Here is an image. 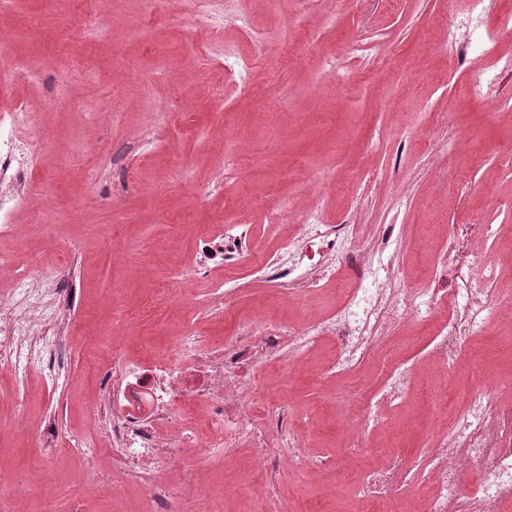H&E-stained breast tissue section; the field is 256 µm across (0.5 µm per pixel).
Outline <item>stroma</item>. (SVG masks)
<instances>
[{
	"instance_id": "obj_1",
	"label": "stroma",
	"mask_w": 512,
	"mask_h": 512,
	"mask_svg": "<svg viewBox=\"0 0 512 512\" xmlns=\"http://www.w3.org/2000/svg\"><path fill=\"white\" fill-rule=\"evenodd\" d=\"M468 0H224V31L199 30L190 0H16L0 15V49L32 64L0 89V113L24 104L45 144L32 191L0 237V257L32 265L43 296L64 281V362L0 366V479L16 512H149L136 473L113 465L110 385L157 364L192 332L224 351L247 316L297 323L332 315L336 282L305 297L258 274L297 223L274 212L317 209L326 224L394 226L401 275L447 289L438 258L456 230L477 272L512 296V22H492V52L444 40ZM107 28L97 31V18ZM497 73L471 97L475 68ZM239 224L235 262L199 245ZM436 321L396 333L388 352L411 360L412 388L395 445L416 462L463 406L455 369L434 362ZM480 369L512 383V310L470 342ZM338 347L322 339L292 363L268 362L252 395L277 399L305 447L261 472L239 445L170 449L158 477L179 512H251L288 497L296 512H346L360 475L342 449L354 436L352 396L377 391L386 355L366 372L329 374ZM338 463L336 479L307 470ZM196 465L193 483L183 468Z\"/></svg>"
}]
</instances>
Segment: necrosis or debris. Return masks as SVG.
Here are the masks:
<instances>
[{
	"label": "necrosis or debris",
	"instance_id": "necrosis-or-debris-1",
	"mask_svg": "<svg viewBox=\"0 0 512 512\" xmlns=\"http://www.w3.org/2000/svg\"><path fill=\"white\" fill-rule=\"evenodd\" d=\"M34 126L33 113L25 111L10 113L6 122H0L1 223L7 222L11 205L24 201L12 187L22 174L21 159L37 156L44 149L29 134ZM297 218L303 242H281L282 261L275 272L281 283L308 295L319 290L321 278L339 271L360 282L375 277V261L388 248L392 230H383L367 253L360 245V227L350 226L341 235L331 225L321 223L317 211L298 212ZM10 273L30 313L24 317L0 316V364L4 366L16 364L27 336L41 319L34 271L14 267ZM494 281L490 274L462 271L451 294L439 295L404 283L389 299L384 298L382 289L369 288L353 293L336 315L300 325L244 318L237 336L225 340L224 354L214 365L209 384L192 391L183 388L178 376L187 356L202 358L207 351L198 337L183 336L158 369H145L138 376L121 381V410L114 416L121 457L125 464L151 472L166 444L162 425L179 416L183 403L209 399L213 406L206 431H182L177 435L176 446L230 448L244 437L260 463L273 466L269 450L285 448L297 453L303 445V435L288 426L285 408L268 403L256 405L251 411L242 408L239 390L247 383L246 365L278 354L292 359L310 350L319 339L332 337L339 345L333 373H356L382 349L377 333L386 321L393 320L401 326L418 324L437 313L444 314L446 322L432 340V351L441 361L454 363L467 353L470 336L487 325L483 312L497 299ZM424 458V478L435 490L422 512H512V402L500 399L498 386L468 385L457 427L443 432L438 445L426 450ZM468 470L476 472L477 480L473 489L464 492L459 481ZM406 476L403 456L389 451L385 466L369 472L359 483L352 512H378Z\"/></svg>",
	"mask_w": 512,
	"mask_h": 512
}]
</instances>
